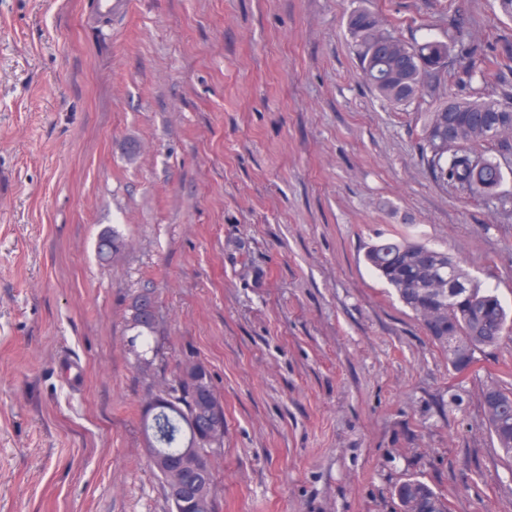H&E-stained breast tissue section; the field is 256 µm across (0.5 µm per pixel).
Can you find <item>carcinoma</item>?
Returning a JSON list of instances; mask_svg holds the SVG:
<instances>
[{
  "label": "carcinoma",
  "instance_id": "1",
  "mask_svg": "<svg viewBox=\"0 0 512 512\" xmlns=\"http://www.w3.org/2000/svg\"><path fill=\"white\" fill-rule=\"evenodd\" d=\"M348 31L363 71L370 73V84L385 101L398 105L413 101L423 90L435 91L448 80L467 86L484 77L494 65H502L454 24L448 40L425 39L407 43L394 37L377 16L357 9L348 18ZM448 60L443 76L424 78L427 68ZM457 131L458 148L439 142L442 127ZM512 93L501 101L456 98L442 103L427 114L422 129L421 157L438 185L461 194L485 198L495 210L512 214V196L497 188L504 180L502 164L512 163ZM495 151L498 157L489 152ZM122 242L115 232L101 233L98 253L103 261L117 253ZM369 264L394 289L399 300L419 319L425 332H433L432 343L448 354L456 366L462 353L476 352L497 345L512 323V317L495 291L474 282L447 253L409 238L383 239L367 247ZM142 295L130 305V327L149 343L155 326L147 313H137ZM494 403L483 406L490 433L500 452L512 460V388H486ZM145 434L166 458L178 464L188 447L189 423L178 409H162L155 417L143 416ZM194 467L184 468L183 479L191 495L213 500L212 484L195 482ZM399 512H448L445 497L418 478H408L394 489Z\"/></svg>",
  "mask_w": 512,
  "mask_h": 512
}]
</instances>
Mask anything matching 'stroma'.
Instances as JSON below:
<instances>
[{
  "instance_id": "35a3bbf8",
  "label": "stroma",
  "mask_w": 512,
  "mask_h": 512,
  "mask_svg": "<svg viewBox=\"0 0 512 512\" xmlns=\"http://www.w3.org/2000/svg\"><path fill=\"white\" fill-rule=\"evenodd\" d=\"M91 4L0 0V512H168L142 412L188 359L224 400L216 512H396L409 478L448 512H512L481 406L512 385V336L457 373L364 261L420 240L512 313V216L421 158L463 87L390 105L347 29L359 8L409 43L458 21L492 55L512 20L495 0H129L89 25ZM145 291L148 367L127 323Z\"/></svg>"
}]
</instances>
